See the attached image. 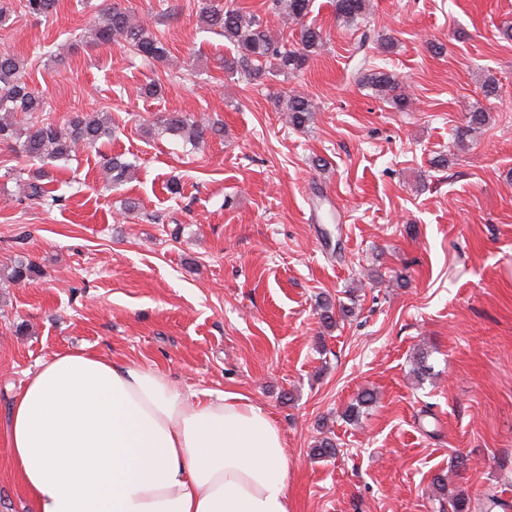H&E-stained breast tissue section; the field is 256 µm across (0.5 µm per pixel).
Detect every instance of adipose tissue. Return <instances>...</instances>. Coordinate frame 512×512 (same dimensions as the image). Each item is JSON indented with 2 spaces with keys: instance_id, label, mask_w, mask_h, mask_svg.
Returning a JSON list of instances; mask_svg holds the SVG:
<instances>
[{
  "instance_id": "ef3b65f1",
  "label": "adipose tissue",
  "mask_w": 512,
  "mask_h": 512,
  "mask_svg": "<svg viewBox=\"0 0 512 512\" xmlns=\"http://www.w3.org/2000/svg\"><path fill=\"white\" fill-rule=\"evenodd\" d=\"M0 438L34 512H289L288 455L261 406L99 353L41 361Z\"/></svg>"
}]
</instances>
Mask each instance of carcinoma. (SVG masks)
Listing matches in <instances>:
<instances>
[{
  "instance_id": "cac0c4a2",
  "label": "carcinoma",
  "mask_w": 512,
  "mask_h": 512,
  "mask_svg": "<svg viewBox=\"0 0 512 512\" xmlns=\"http://www.w3.org/2000/svg\"><path fill=\"white\" fill-rule=\"evenodd\" d=\"M271 4L285 19L301 25L297 46L288 47L252 14L228 5L203 4L199 13L203 27L220 33L225 42L233 46L234 53L224 57L225 73L243 74L254 81L267 74L295 75L304 68L310 56L321 50L324 45L321 28L304 24L311 12L312 0H271ZM22 7L30 15L46 18L56 12L57 0H22ZM334 10L338 20L347 25L356 24L365 15L366 0H334ZM90 38L95 43L121 42L133 55L148 63L161 62L169 54L164 41L149 26L133 22L130 13L116 5L100 14L90 29ZM23 72L22 60L9 53H0V112H20L27 117L23 128L0 118V144L19 147L31 160L52 162L68 159L79 145L93 146L112 137V124L104 113L74 112L61 125L41 116L42 98L26 82ZM360 83L399 109L409 105L403 82L391 72L369 69L360 76ZM279 107L295 127H304L312 120L314 105L305 95L291 94L279 101ZM162 131L197 145L209 133L221 134L222 127L216 123L192 121L172 112L162 121ZM131 169L132 165L120 155H112L104 162L106 179L115 185L122 182ZM44 180L46 174L37 172L24 184V194L25 198L50 207L58 197L45 186ZM39 276L36 265L21 261L11 267L7 281L21 284ZM374 401L372 392H361L346 408L344 417L352 423L358 422L362 409ZM312 452L319 458H333L338 449L332 438L324 437L316 441ZM432 485L437 492L448 496L451 512H470L471 498L466 491L448 493V484L441 476L434 477Z\"/></svg>"
}]
</instances>
